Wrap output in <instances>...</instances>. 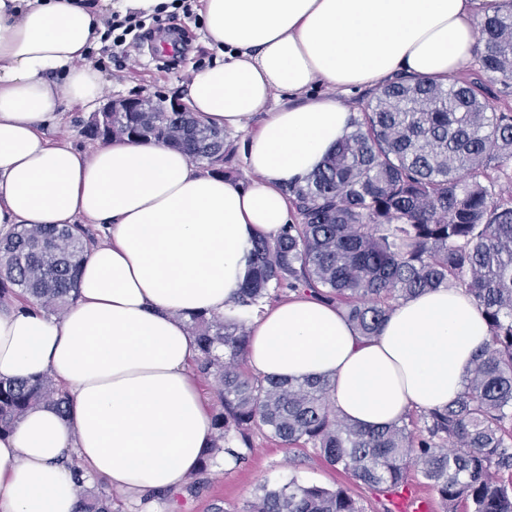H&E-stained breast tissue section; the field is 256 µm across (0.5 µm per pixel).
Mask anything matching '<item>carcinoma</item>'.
<instances>
[{
  "instance_id": "1",
  "label": "carcinoma",
  "mask_w": 512,
  "mask_h": 512,
  "mask_svg": "<svg viewBox=\"0 0 512 512\" xmlns=\"http://www.w3.org/2000/svg\"><path fill=\"white\" fill-rule=\"evenodd\" d=\"M478 70L452 85L391 82L366 94L352 130L303 184L285 194L293 222L258 237L239 303L261 309L285 291L336 305L365 338L393 307L442 286L472 296L488 343L456 401L410 410L400 422L361 428L339 418L327 377L261 379L245 370L243 322L197 313L196 370L216 385L214 437L197 473L224 452L239 463L259 430L285 448H310L336 470L390 494L415 470L443 512H512V9L482 18ZM498 78L489 91L483 76ZM81 133L154 141L231 177L235 156L223 130L159 100L148 112H94ZM94 234L83 224H18L0 232V302L23 297L61 315L77 298L81 263ZM62 415L68 400L49 376L0 381V434L36 404ZM241 443L229 448L230 433ZM79 512H112L102 492L75 474ZM241 512H365L347 488L296 478L259 486Z\"/></svg>"
}]
</instances>
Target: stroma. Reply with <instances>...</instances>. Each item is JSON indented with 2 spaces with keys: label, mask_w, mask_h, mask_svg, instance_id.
Here are the masks:
<instances>
[{
  "label": "stroma",
  "mask_w": 512,
  "mask_h": 512,
  "mask_svg": "<svg viewBox=\"0 0 512 512\" xmlns=\"http://www.w3.org/2000/svg\"><path fill=\"white\" fill-rule=\"evenodd\" d=\"M163 37L175 44L187 39V53H159L156 43ZM205 41L201 26L190 18L182 20L180 30L164 28L147 36L128 60L96 55L94 62L105 80V97L185 99L189 85L187 70L197 62H213L217 56ZM253 445L255 451L246 462L229 468L220 461L213 464L194 493L178 490L167 501L153 500L144 505L117 494L113 497L112 512H240L257 485L292 477L326 488L345 483L351 494L365 505L366 512H388L390 504L386 496L344 479L312 450H289L258 433L253 436Z\"/></svg>",
  "instance_id": "1"
}]
</instances>
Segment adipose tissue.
I'll return each mask as SVG.
<instances>
[{"mask_svg":"<svg viewBox=\"0 0 512 512\" xmlns=\"http://www.w3.org/2000/svg\"><path fill=\"white\" fill-rule=\"evenodd\" d=\"M507 0H204L220 61L194 74L187 103L203 125L249 131V186L157 143L82 151L49 143L62 103L94 105L87 64L105 12L97 0H0V227L101 224L62 317L0 307V380L46 375L69 413L28 409L0 435V512H77V479L131 499L180 489L212 444L186 322L245 321V366L262 378L326 376L349 422L374 429L463 391L488 328L464 290L440 287L395 306L381 333L357 336L336 306L303 293L251 313L238 302L256 237L291 220L301 183L351 129L330 95L402 75L452 84L472 67L475 23ZM279 106L258 130L254 115Z\"/></svg>","mask_w":512,"mask_h":512,"instance_id":"obj_1","label":"adipose tissue"}]
</instances>
